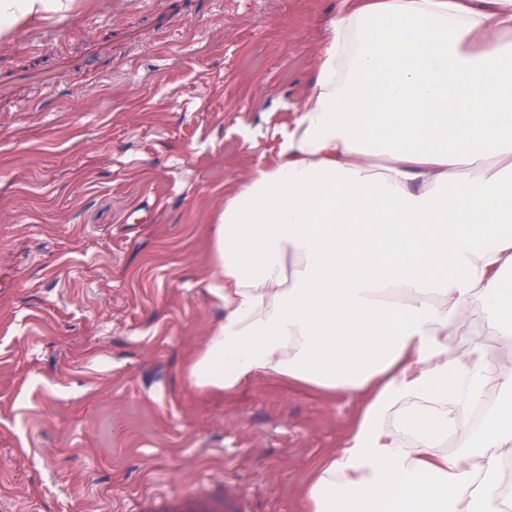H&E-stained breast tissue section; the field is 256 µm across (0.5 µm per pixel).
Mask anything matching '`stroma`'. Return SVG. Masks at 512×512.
Wrapping results in <instances>:
<instances>
[{
    "label": "stroma",
    "instance_id": "stroma-1",
    "mask_svg": "<svg viewBox=\"0 0 512 512\" xmlns=\"http://www.w3.org/2000/svg\"><path fill=\"white\" fill-rule=\"evenodd\" d=\"M70 2L0 33V70L112 43L0 108V512H139L225 477L244 512H301L363 397L185 368L224 318L205 234L275 165L341 0Z\"/></svg>",
    "mask_w": 512,
    "mask_h": 512
}]
</instances>
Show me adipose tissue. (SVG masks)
<instances>
[{
  "label": "adipose tissue",
  "mask_w": 512,
  "mask_h": 512,
  "mask_svg": "<svg viewBox=\"0 0 512 512\" xmlns=\"http://www.w3.org/2000/svg\"><path fill=\"white\" fill-rule=\"evenodd\" d=\"M343 2L276 165L219 217L224 319L186 377L366 395L303 512H504L511 368L474 452L440 447L449 401L479 404L487 380L481 346L460 357L455 337L512 342V0ZM491 159L506 168L457 178ZM410 401L420 409L399 416Z\"/></svg>",
  "instance_id": "obj_1"
}]
</instances>
